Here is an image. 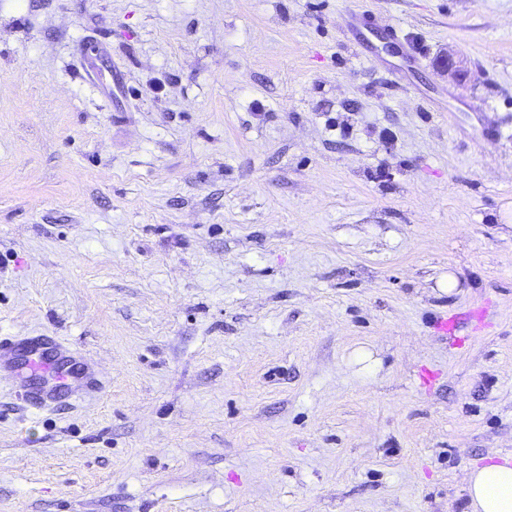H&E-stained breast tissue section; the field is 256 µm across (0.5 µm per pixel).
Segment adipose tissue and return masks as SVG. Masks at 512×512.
<instances>
[{"instance_id": "obj_1", "label": "adipose tissue", "mask_w": 512, "mask_h": 512, "mask_svg": "<svg viewBox=\"0 0 512 512\" xmlns=\"http://www.w3.org/2000/svg\"><path fill=\"white\" fill-rule=\"evenodd\" d=\"M470 512H512V464L476 467L466 475Z\"/></svg>"}]
</instances>
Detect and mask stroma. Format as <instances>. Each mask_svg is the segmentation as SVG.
I'll return each instance as SVG.
<instances>
[{
	"label": "stroma",
	"instance_id": "35a3bbf8",
	"mask_svg": "<svg viewBox=\"0 0 512 512\" xmlns=\"http://www.w3.org/2000/svg\"><path fill=\"white\" fill-rule=\"evenodd\" d=\"M40 334L104 385L0 375V512H469L512 460V0H0V338Z\"/></svg>",
	"mask_w": 512,
	"mask_h": 512
}]
</instances>
